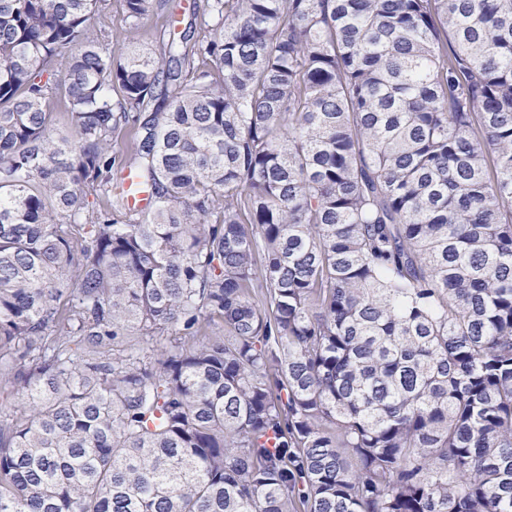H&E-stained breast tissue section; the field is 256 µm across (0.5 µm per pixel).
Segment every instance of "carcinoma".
Returning a JSON list of instances; mask_svg holds the SVG:
<instances>
[{"label":"carcinoma","instance_id":"1","mask_svg":"<svg viewBox=\"0 0 512 512\" xmlns=\"http://www.w3.org/2000/svg\"><path fill=\"white\" fill-rule=\"evenodd\" d=\"M109 6L0 0V512H512V0ZM122 0H111V6L106 12L95 14L89 21L91 30H106L111 33L108 42V50L112 53H120L124 51L126 43L123 39L122 32L125 28V19L121 6ZM206 4V0H168L164 13L153 16L145 24L139 36L140 43L159 56V45L164 31L168 30L170 15L182 21L177 32L183 31L192 22L193 28L190 30L195 32L196 38L201 33V18L206 12Z\"/></svg>","mask_w":512,"mask_h":512}]
</instances>
